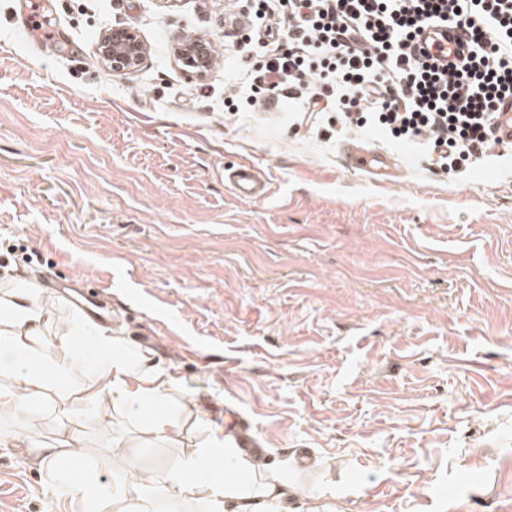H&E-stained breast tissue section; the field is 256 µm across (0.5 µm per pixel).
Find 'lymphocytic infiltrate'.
<instances>
[{"label":"lymphocytic infiltrate","instance_id":"f902f5d3","mask_svg":"<svg viewBox=\"0 0 512 512\" xmlns=\"http://www.w3.org/2000/svg\"><path fill=\"white\" fill-rule=\"evenodd\" d=\"M253 22L275 29L261 80L306 105L342 107L343 125L374 127L423 146L435 170L490 157L497 104L512 97V0H253ZM465 48H417L428 28Z\"/></svg>","mask_w":512,"mask_h":512}]
</instances>
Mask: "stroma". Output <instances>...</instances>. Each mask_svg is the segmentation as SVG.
Instances as JSON below:
<instances>
[{
  "label": "stroma",
  "mask_w": 512,
  "mask_h": 512,
  "mask_svg": "<svg viewBox=\"0 0 512 512\" xmlns=\"http://www.w3.org/2000/svg\"><path fill=\"white\" fill-rule=\"evenodd\" d=\"M0 0V262L10 287L77 273L110 296L108 329L169 369L165 405L196 407L174 442L148 424L112 446L57 393L33 422L0 419V512H69L29 448L62 431L101 481L138 443L143 479L206 446L213 429L261 445L259 474L295 484L288 512H501L512 505V155L455 175L376 130L297 126L296 101L254 81L225 0H53L67 42L38 47ZM115 26L149 46L141 66L100 61ZM221 44L207 77L173 50ZM398 155L381 184L346 169L342 143ZM272 182L239 199L226 170ZM228 182L237 197L248 201H261L271 192L270 182L254 162L240 164L228 174Z\"/></svg>",
  "instance_id": "1"
}]
</instances>
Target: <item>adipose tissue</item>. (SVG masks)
<instances>
[{
  "label": "adipose tissue",
  "instance_id": "adipose-tissue-1",
  "mask_svg": "<svg viewBox=\"0 0 512 512\" xmlns=\"http://www.w3.org/2000/svg\"><path fill=\"white\" fill-rule=\"evenodd\" d=\"M44 298L41 290H0V372L13 383L11 390H0L1 416H22L51 384L91 404L98 413L118 406L128 411L143 408L171 392L177 382L174 374L138 368L124 339L106 329L78 326L86 352L76 355L70 343L61 340L52 348V359L44 360L49 349L42 336ZM80 371L87 378L78 389H71V379ZM77 446V438L67 434L57 444L32 452L33 464L53 474L50 494L76 488L77 512H156L160 502L168 505L169 512H185L193 503L204 506L206 512H280L297 494L293 486L273 478L257 485L240 482L233 475L206 473L204 461L217 455L233 461L236 471L251 470V458L229 438L178 460L164 480L147 486L128 475L101 483L84 468Z\"/></svg>",
  "mask_w": 512,
  "mask_h": 512
}]
</instances>
